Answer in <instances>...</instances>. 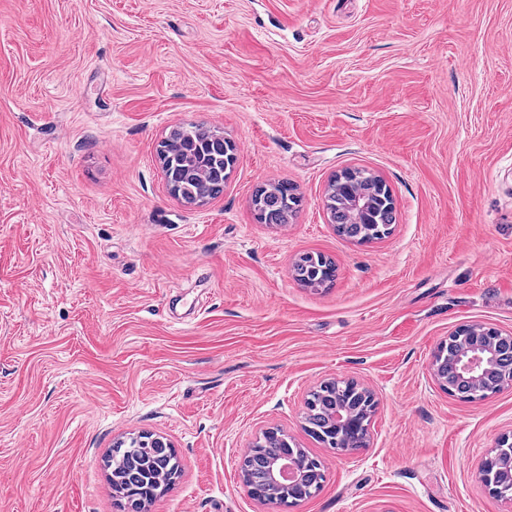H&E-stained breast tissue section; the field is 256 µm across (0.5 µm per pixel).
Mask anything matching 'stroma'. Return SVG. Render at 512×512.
Returning a JSON list of instances; mask_svg holds the SVG:
<instances>
[{"label":"stroma","mask_w":512,"mask_h":512,"mask_svg":"<svg viewBox=\"0 0 512 512\" xmlns=\"http://www.w3.org/2000/svg\"><path fill=\"white\" fill-rule=\"evenodd\" d=\"M188 123L237 148L195 207L157 157ZM353 167L396 210L365 244L323 209ZM313 252L330 287L291 274ZM471 323L512 332V0H0V512H120L142 432L181 467L149 512H278L236 475L269 428L324 465L290 512H512L480 479L512 387L430 372ZM332 378L377 403L341 455L304 429ZM288 184L278 183L270 185L271 193L268 200L265 201V213L268 223L266 224H286L297 212L298 208H291L285 201L284 193L288 191ZM280 196L282 198L278 199ZM450 343L447 346V350L444 354V348H440L438 346L432 355L430 370L434 377V379L439 383V385L448 391L449 383H448V375L441 368L440 359L441 357L448 356V359H452L459 351H461L469 342V336L465 333H456L451 335Z\"/></svg>","instance_id":"35a3bbf8"}]
</instances>
